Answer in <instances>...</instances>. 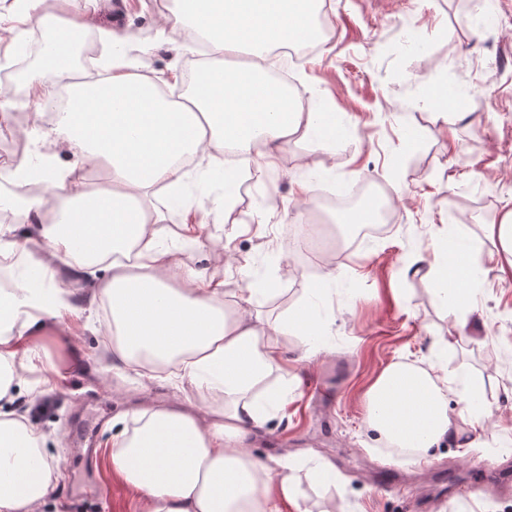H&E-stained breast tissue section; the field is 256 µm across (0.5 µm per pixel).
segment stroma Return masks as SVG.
Returning <instances> with one entry per match:
<instances>
[{
	"label": "stroma",
	"mask_w": 512,
	"mask_h": 512,
	"mask_svg": "<svg viewBox=\"0 0 512 512\" xmlns=\"http://www.w3.org/2000/svg\"><path fill=\"white\" fill-rule=\"evenodd\" d=\"M332 39L302 61L282 65L301 90L304 108L335 113L341 133L329 147L299 129L275 166L242 169L234 197L237 223L222 227L224 247L186 246L189 266L235 283L227 253L249 259L254 284L274 283L254 309L285 317L324 272L336 269L319 302L327 328L323 349L302 359L296 337L282 349L283 402L250 438L256 458L278 468L300 461L298 504L282 512H512V488L496 473L512 466V277L500 278L487 255L486 235L512 204V0H493L492 19L474 22L471 0H328ZM170 0H125L122 12L105 7L97 24L123 37L150 78H168V91L185 93L196 66L180 32L159 35ZM178 81H170V73ZM442 82L472 99L468 114H438L426 103L430 83ZM9 102L0 113V194L32 142L11 130L36 118L26 82L0 87ZM412 131V144L400 134ZM385 182L396 218L386 233L352 246L345 225L323 213L322 194L341 195L358 182ZM324 224L319 245L300 244L298 219ZM454 225L471 248L477 303L465 313V340L454 318L433 299L426 278L410 273L415 255H430L443 225ZM79 314L46 322L37 340L58 369L54 389L18 395L13 405L47 436L48 458L60 481L44 512H139V495L112 470L104 442L125 416L173 399L198 406L214 396L190 384L149 381L114 368L102 305L84 283L73 284ZM447 338V356L435 343ZM442 359L449 371L481 375L494 416L488 431L500 444L461 448L448 439L426 455L408 457L379 440L366 422L363 393L389 364L426 365ZM98 449L94 470L77 447L80 425ZM87 446V447H88ZM328 465L335 484L311 473Z\"/></svg>",
	"instance_id": "35a3bbf8"
}]
</instances>
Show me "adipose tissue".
Listing matches in <instances>:
<instances>
[{
    "instance_id": "obj_1",
    "label": "adipose tissue",
    "mask_w": 512,
    "mask_h": 512,
    "mask_svg": "<svg viewBox=\"0 0 512 512\" xmlns=\"http://www.w3.org/2000/svg\"><path fill=\"white\" fill-rule=\"evenodd\" d=\"M25 2L20 24L50 32L27 78L33 104L42 107L52 96L43 70L69 80L70 38L89 28L102 0H54L49 13L41 11L42 0ZM315 3L172 0L161 32L194 28L208 37L211 56L178 107L160 94L159 81L140 74L112 31H101L113 48L105 78L71 83L72 107L51 127L30 131L38 142L68 152L70 163L54 165L49 155L18 163L48 175L47 194L11 205L43 244L42 253L26 260L42 284L21 278L0 289V400L11 402L13 389L30 380L43 393L54 387L48 355L32 330L70 309L68 291L53 275L56 260L71 278L89 279L93 299L107 302L114 360L148 379L169 375L220 399L201 412L177 400L138 411L131 427L113 435L112 467L140 492L141 512H280L281 501L298 498L289 470L253 458L247 440L279 405L269 379L281 369L284 338L300 337L304 356L319 353L323 327L314 300L328 279L312 281L306 301L287 318L262 321L251 310L248 261H236L239 285L232 289L179 263L176 246L160 237L167 215L154 199L160 189L181 184L185 155L209 161L229 189L239 175L218 162L226 145L270 166L294 129L316 132L323 148L335 141L325 113L289 108L259 61L269 47L315 39ZM95 169L105 173L97 183L90 179ZM472 272L469 250L441 246L429 266L438 304L451 312L470 308ZM365 398L370 428L414 454L461 437L492 415L471 373L437 364L392 363ZM43 441L22 417L0 409V512H39L55 488Z\"/></svg>"
}]
</instances>
